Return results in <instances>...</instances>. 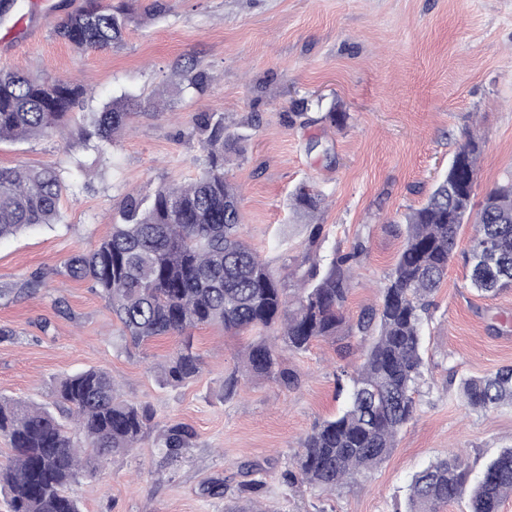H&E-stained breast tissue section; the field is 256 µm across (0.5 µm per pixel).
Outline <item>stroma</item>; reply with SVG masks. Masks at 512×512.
<instances>
[{
    "label": "stroma",
    "mask_w": 512,
    "mask_h": 512,
    "mask_svg": "<svg viewBox=\"0 0 512 512\" xmlns=\"http://www.w3.org/2000/svg\"><path fill=\"white\" fill-rule=\"evenodd\" d=\"M86 3L55 0L41 22L33 0H10L0 13V39L9 41L0 70L85 86L91 95L75 106L78 116L124 94L161 92L173 107L137 116L133 132L101 152L74 131L0 143V167L56 169L66 185L58 223L0 239V286L19 291L0 300V329L12 334L0 341V396L51 410L57 380L100 367L126 399L154 412L137 454L108 459L69 486L81 512H224L238 500L244 465L271 512H403L412 475L449 449H467L477 474L511 448L512 407L478 414L459 393L461 379L512 365V290L491 297L471 288L462 256L471 225L424 319L413 420L377 471L328 498L288 487L282 475L307 432L343 405L344 338L285 354L294 386L254 376L228 396L224 380L251 336L198 328L190 336L200 374L169 384L161 367L176 339L126 350L105 301L89 282L66 277L64 263L111 233L127 195L195 178L204 153L191 130L206 112L243 137L242 156L225 170L242 189V234L273 269L310 266V227L290 209L303 182L324 198L318 261L364 243L348 302L358 317L379 300L404 243L402 217L424 200L465 128L483 139L476 198L512 180V0H136L122 47L82 52L54 27ZM190 63L208 76L203 93L186 87ZM333 106L347 114L342 127L324 119ZM34 274L40 292L21 295ZM174 423L192 436L168 466L159 444ZM215 479L226 482L223 497L206 492Z\"/></svg>",
    "instance_id": "obj_1"
}]
</instances>
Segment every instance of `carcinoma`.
<instances>
[{
    "mask_svg": "<svg viewBox=\"0 0 512 512\" xmlns=\"http://www.w3.org/2000/svg\"><path fill=\"white\" fill-rule=\"evenodd\" d=\"M131 14L129 0L94 4L60 18L55 33L80 50L119 46ZM87 91L77 85L29 74L0 71V143L28 141L64 128L75 101ZM170 102L159 94L123 96L92 113L83 139L97 150L112 144L140 112L159 116ZM191 135L206 156L200 174L187 184L169 183L144 198L133 195L112 234L90 252L66 262L73 280L89 281L119 321L124 339L146 346L164 336L182 337L203 325H221L234 334L253 332L241 353V373L270 378L283 386L294 376L283 367V353L301 352L318 339L354 338L344 354L361 352L353 371L336 370L341 410L305 435L293 467L282 475L290 487L305 485L334 493L377 470L392 454L403 427L416 412L415 394L423 378L422 330L431 298L448 271L460 231L474 226L465 254L472 288L495 295L512 288V182L500 184L474 202L482 141L465 133L448 170L424 203L404 215L406 236L388 272L377 304L356 320L346 315L350 274L364 252L333 253L326 269L310 267L299 288L283 280L240 233L241 194L224 164L242 152L241 138L224 118L202 113ZM65 186L54 169L0 168V238L60 220ZM322 195L303 183L291 196V209L314 218ZM201 370L199 356L183 340L163 366L170 383H185ZM467 409L486 413L512 406V366L462 381ZM58 413L22 398L0 397V435L11 456L0 470V488L10 512H81L67 487L91 477L97 465L140 448L150 433L152 414L119 393L112 373L89 368L62 378L56 386ZM191 433L181 424L163 436L174 459ZM471 466L462 452H450L416 472L405 512H440L468 496V512H499L512 496V448L502 449L469 483ZM262 484L244 482L245 503L226 512H265Z\"/></svg>",
    "mask_w": 512,
    "mask_h": 512,
    "instance_id": "cac0c4a2",
    "label": "carcinoma"
}]
</instances>
